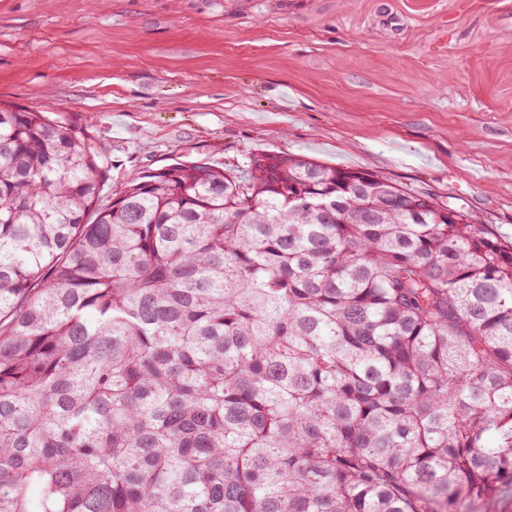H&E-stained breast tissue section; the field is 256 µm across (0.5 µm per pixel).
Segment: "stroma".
I'll use <instances>...</instances> for the list:
<instances>
[{
    "label": "stroma",
    "instance_id": "35a3bbf8",
    "mask_svg": "<svg viewBox=\"0 0 512 512\" xmlns=\"http://www.w3.org/2000/svg\"><path fill=\"white\" fill-rule=\"evenodd\" d=\"M133 173L301 154L512 241V0H0V105Z\"/></svg>",
    "mask_w": 512,
    "mask_h": 512
}]
</instances>
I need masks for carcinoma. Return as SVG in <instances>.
I'll return each mask as SVG.
<instances>
[{
  "instance_id": "obj_1",
  "label": "carcinoma",
  "mask_w": 512,
  "mask_h": 512,
  "mask_svg": "<svg viewBox=\"0 0 512 512\" xmlns=\"http://www.w3.org/2000/svg\"><path fill=\"white\" fill-rule=\"evenodd\" d=\"M0 107V512H460L512 481V242L303 155Z\"/></svg>"
}]
</instances>
